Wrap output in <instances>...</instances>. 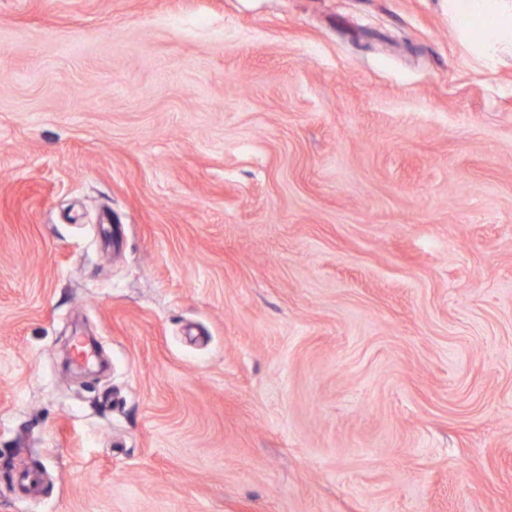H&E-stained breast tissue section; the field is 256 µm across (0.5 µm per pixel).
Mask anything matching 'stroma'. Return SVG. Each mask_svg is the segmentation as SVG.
I'll return each instance as SVG.
<instances>
[{"mask_svg": "<svg viewBox=\"0 0 512 512\" xmlns=\"http://www.w3.org/2000/svg\"><path fill=\"white\" fill-rule=\"evenodd\" d=\"M461 27L0 0V512H512V54Z\"/></svg>", "mask_w": 512, "mask_h": 512, "instance_id": "stroma-1", "label": "stroma"}]
</instances>
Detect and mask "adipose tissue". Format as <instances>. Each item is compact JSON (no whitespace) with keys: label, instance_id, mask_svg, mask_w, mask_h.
<instances>
[{"label":"adipose tissue","instance_id":"ef3b65f1","mask_svg":"<svg viewBox=\"0 0 512 512\" xmlns=\"http://www.w3.org/2000/svg\"><path fill=\"white\" fill-rule=\"evenodd\" d=\"M448 12L456 19L480 23L485 49L512 50V0H448Z\"/></svg>","mask_w":512,"mask_h":512}]
</instances>
